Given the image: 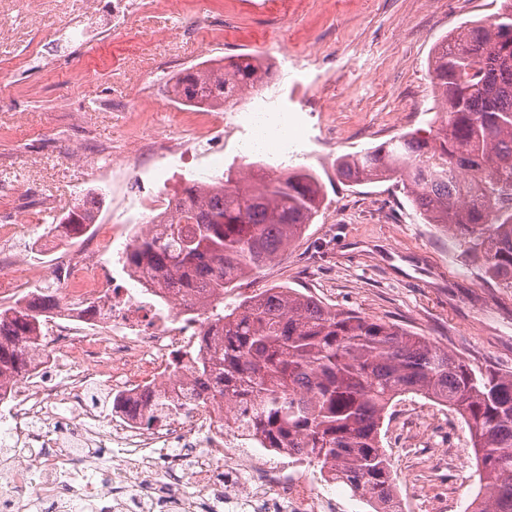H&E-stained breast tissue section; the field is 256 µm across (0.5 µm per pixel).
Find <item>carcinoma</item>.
Returning a JSON list of instances; mask_svg holds the SVG:
<instances>
[{"label": "carcinoma", "instance_id": "obj_1", "mask_svg": "<svg viewBox=\"0 0 512 512\" xmlns=\"http://www.w3.org/2000/svg\"><path fill=\"white\" fill-rule=\"evenodd\" d=\"M435 98L448 119L336 158L353 185L401 182L423 219L456 232L483 277L512 288V12L465 22L435 48ZM270 70L241 55L188 68L175 99L214 107L253 90ZM321 176L229 168L178 198L176 216L122 253L147 283L158 277L184 306L217 301L194 362L205 397L243 405L270 448H297L334 472L376 512H396L395 479L380 438L392 402L423 396L457 412L472 437L478 492L471 512H512V374L474 369L424 337L351 310H332L293 288H268L224 305L240 279L288 250L322 202ZM95 214L78 206L57 227L80 236ZM55 298L0 308V381L24 373Z\"/></svg>", "mask_w": 512, "mask_h": 512}]
</instances>
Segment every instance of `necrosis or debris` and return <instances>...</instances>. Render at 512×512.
Instances as JSON below:
<instances>
[{"label": "necrosis or debris", "mask_w": 512, "mask_h": 512, "mask_svg": "<svg viewBox=\"0 0 512 512\" xmlns=\"http://www.w3.org/2000/svg\"><path fill=\"white\" fill-rule=\"evenodd\" d=\"M226 118L204 112L135 139L154 158L204 150L200 177L224 166ZM125 158L102 175L132 197L136 217L89 236L81 258L54 259L61 296L45 315V336L28 371L0 387V512H340L331 475L299 453L262 447L217 397L198 401L188 360L203 351L202 311L174 306L163 290L125 286L86 260L108 240L133 247L139 229L170 211L174 198L127 185ZM112 378L109 410L89 391ZM183 408L148 421L154 398Z\"/></svg>", "instance_id": "4bbe7bcc"}]
</instances>
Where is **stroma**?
<instances>
[{"label": "stroma", "mask_w": 512, "mask_h": 512, "mask_svg": "<svg viewBox=\"0 0 512 512\" xmlns=\"http://www.w3.org/2000/svg\"><path fill=\"white\" fill-rule=\"evenodd\" d=\"M502 0H288L278 18L250 0H157L119 26L93 29L70 56L44 63L60 39L69 0H0V181L35 183L15 238L53 271L55 248L79 254L80 240L60 239L53 218L80 203L95 205L98 228L124 221L112 191L98 178L99 143L124 151L145 132L150 112L164 126L179 68L242 54L261 57L271 82L288 71V120L299 135L293 166L330 169L339 155L417 131L428 136L438 108L429 66L434 46L468 21L489 20ZM288 41L289 57L280 54ZM84 71L70 85V62ZM335 126V138L307 147L308 135ZM324 205L288 252L225 295L240 301L266 288L308 292L333 309L394 322L470 364L512 372V288L486 282L458 237L425 223L410 196L392 181L349 186L324 180ZM425 399L396 398L381 427L397 484L411 482L416 512H464L475 489L473 467L441 448H463L469 430L446 412L424 417Z\"/></svg>", "instance_id": "obj_1"}]
</instances>
